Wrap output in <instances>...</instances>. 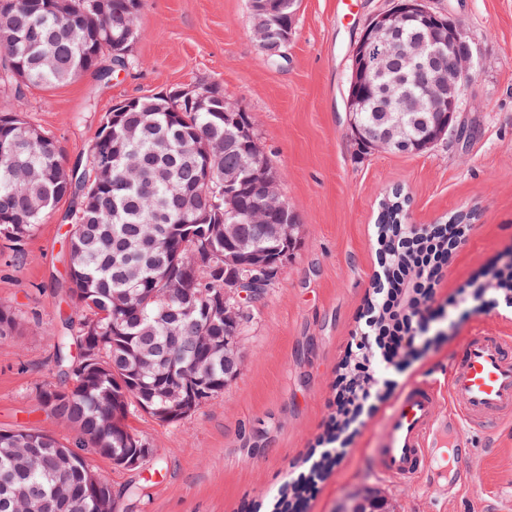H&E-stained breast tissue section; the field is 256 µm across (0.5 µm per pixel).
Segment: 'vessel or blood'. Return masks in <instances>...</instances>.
I'll return each mask as SVG.
<instances>
[{
  "instance_id": "1",
  "label": "vessel or blood",
  "mask_w": 512,
  "mask_h": 512,
  "mask_svg": "<svg viewBox=\"0 0 512 512\" xmlns=\"http://www.w3.org/2000/svg\"><path fill=\"white\" fill-rule=\"evenodd\" d=\"M459 417L490 432L512 420V338L480 331L467 336L448 372V392ZM441 396L434 382L407 386L393 403L377 447L379 472L410 479L424 470L433 438L446 429L439 413Z\"/></svg>"
}]
</instances>
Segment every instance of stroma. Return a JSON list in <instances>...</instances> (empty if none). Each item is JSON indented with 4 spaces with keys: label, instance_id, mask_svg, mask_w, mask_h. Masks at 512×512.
<instances>
[{
    "label": "stroma",
    "instance_id": "35a3bbf8",
    "mask_svg": "<svg viewBox=\"0 0 512 512\" xmlns=\"http://www.w3.org/2000/svg\"><path fill=\"white\" fill-rule=\"evenodd\" d=\"M393 3L351 0L340 9L336 0H301L291 38L272 60L252 38L249 0H143L129 69L107 81L90 71L31 88L21 103L0 91V112L23 110L71 164L117 102L219 83L253 116L260 149L298 217L300 245L248 305L241 369L224 391L173 424L131 414V429L155 450L138 467L87 455L112 486L116 512H247L308 474L339 417V379L384 281L377 215L394 190L408 200L406 223L431 227L465 215L462 241L424 304L430 334L398 362L374 354L377 388L337 439L336 459L301 512H341L367 493L389 512H512V422L494 435L463 430L478 467L465 483L449 475L439 440L419 480L375 470L384 415L407 385L425 378L447 387L452 358L475 330L512 336L511 309L471 308L476 289L512 263V0H428L463 25L478 64L456 116L464 136L412 156L365 152L346 112L353 47ZM68 208L61 202L21 245L0 242V304L21 321L0 341V429H36L65 445L73 429L50 416L37 393L71 386L53 336L73 312L65 294Z\"/></svg>",
    "mask_w": 512,
    "mask_h": 512
}]
</instances>
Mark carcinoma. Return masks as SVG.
<instances>
[{
    "mask_svg": "<svg viewBox=\"0 0 512 512\" xmlns=\"http://www.w3.org/2000/svg\"><path fill=\"white\" fill-rule=\"evenodd\" d=\"M142 0H67L66 10L51 11L48 0H15L0 11V89H11L22 100L21 87L35 88L71 81L92 70L96 58L109 62L112 50L133 44L139 36ZM435 27L430 18L405 21V40L422 37ZM429 74L408 77L400 91L409 97L426 92ZM365 94L359 125L380 127L384 109L368 87L349 86ZM149 111L150 124L133 138L100 126L85 165L65 169L56 141L29 122L20 110L0 113V240L18 243L64 199L73 200L67 213L69 230L67 294L85 315L65 321L57 336L56 360L73 381L67 391L42 390L40 405L68 422L76 432L74 447L34 429H0V485L10 481L29 491L21 503L0 488V512H100L96 496L85 486L83 452L112 459L133 453L143 440L127 418L139 409L153 417L165 408L172 385L190 392L195 408L198 393L209 400L224 391V353L183 351L171 358L166 342H190L208 336L222 343L231 335L224 320L210 314L200 295L210 298L224 289L230 265L224 249V169L243 168L259 151L256 134L243 139L209 163L210 185L203 182L199 152L206 138L224 144L222 112H199L183 96L162 101L138 98ZM138 157L151 190L113 187L123 165ZM18 167L32 172L19 182ZM405 198L395 192L382 202L379 218L381 259L403 269L413 265L414 248L400 245ZM208 213L211 223L196 218ZM272 261L289 249L284 239H263ZM141 268L131 281L127 269ZM19 322L11 308L0 305V339L11 336ZM154 354L153 367L135 372L131 354ZM68 454L69 463L49 469L44 454ZM304 488L296 483L276 499L272 512H293Z\"/></svg>",
    "mask_w": 512,
    "mask_h": 512,
    "instance_id": "cac0c4a2",
    "label": "carcinoma"
}]
</instances>
